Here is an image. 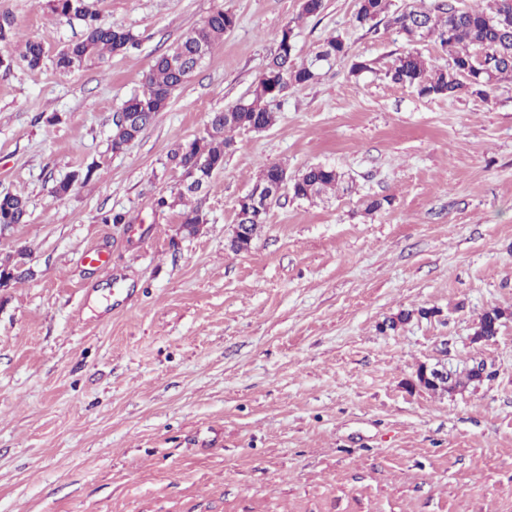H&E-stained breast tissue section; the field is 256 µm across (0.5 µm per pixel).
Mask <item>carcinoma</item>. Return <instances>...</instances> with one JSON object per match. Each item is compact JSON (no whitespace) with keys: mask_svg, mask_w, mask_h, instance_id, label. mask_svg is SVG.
Here are the masks:
<instances>
[{"mask_svg":"<svg viewBox=\"0 0 512 512\" xmlns=\"http://www.w3.org/2000/svg\"><path fill=\"white\" fill-rule=\"evenodd\" d=\"M490 11L480 5L470 9H459L448 2L438 6V12L425 9H410L397 14L393 23L403 34H411L419 28L418 40L433 38L439 42L446 55L445 63L437 65L417 50L399 56L387 70L391 83L414 89L422 97L448 96L453 98L464 90L487 95L494 82L512 76V0H492ZM40 4L51 13L75 19L83 26L82 36L67 42L55 55V69L66 74L81 68L89 60L104 58L126 51L137 43V37L129 30L115 28L106 23L93 10L88 0H40ZM390 0H359L354 16L358 27L373 28L377 19L388 13ZM236 18L218 6L205 19L192 28L171 50L159 55L145 78V88L125 101L122 112H134L136 117L129 123L113 121L111 135L112 151H124L153 121L155 114L164 111L172 94L187 80L184 69L171 64L175 56L188 58L199 49L212 50L224 39V34L233 29ZM293 27L282 28L278 48L267 62L264 71L249 94L232 107L210 114L202 135L179 146L172 160L182 170L183 180L201 179L202 188H207L212 173L224 168V157L233 145L231 133L240 129L272 126L277 116L273 103L290 87L314 83L319 76L315 58L331 63L345 57L348 46L340 36L327 39L319 47L315 57L299 62L294 57V45L287 42ZM20 43L19 59L30 70L41 67L45 48L37 40L17 41L14 19L0 15V68L10 69L14 62L12 47ZM484 56L490 73L481 76H466L467 64ZM92 177V169L75 171L69 178L57 182L52 190L59 200L69 196L73 185L86 183ZM343 183V175L337 169L325 165H313L304 170L291 184L295 198L314 199L336 190ZM198 194L192 189L177 190L172 199L160 198L159 206L178 208L179 223L204 224L206 219L199 207L192 205L191 198ZM27 201L19 195H0V225L24 224L27 222ZM238 223L246 225V242L258 239L266 223V216L237 217ZM504 311L491 307L479 317L476 334L493 336L499 333ZM475 369L456 372L438 384L424 382L429 390L442 393L464 388L475 382Z\"/></svg>","mask_w":512,"mask_h":512,"instance_id":"cac0c4a2","label":"carcinoma"}]
</instances>
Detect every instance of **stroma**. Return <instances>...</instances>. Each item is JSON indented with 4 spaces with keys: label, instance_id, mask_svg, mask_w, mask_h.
Here are the masks:
<instances>
[{
    "label": "stroma",
    "instance_id": "35a3bbf8",
    "mask_svg": "<svg viewBox=\"0 0 512 512\" xmlns=\"http://www.w3.org/2000/svg\"><path fill=\"white\" fill-rule=\"evenodd\" d=\"M89 2L138 43L62 74L80 23L0 0L46 51L0 69V194L28 201L0 238L28 271L0 291V512H512V319L472 340L484 309L512 312V78L451 99L386 78L410 48L392 15L443 0H392L371 32L358 0L310 18L300 0ZM220 5L235 27L113 153V113ZM287 23L298 60L337 35L348 54L288 90L269 130L234 132L194 199L207 222L184 236L157 205L182 179L169 156L250 92ZM271 164L330 165L350 188L282 194L232 251L237 203ZM442 364L483 377L417 384ZM425 367L422 366L419 369V372L417 374V378L420 384H423L426 388L429 390L436 392V393H442V392H450L452 390H455L456 388H464L468 386L469 384L475 382L476 373L475 370L478 372L481 371L480 368H471L467 372H457L453 373L451 377L448 378L447 381L438 382V384H433L427 382H423L422 375L424 373Z\"/></svg>",
    "mask_w": 512,
    "mask_h": 512
}]
</instances>
